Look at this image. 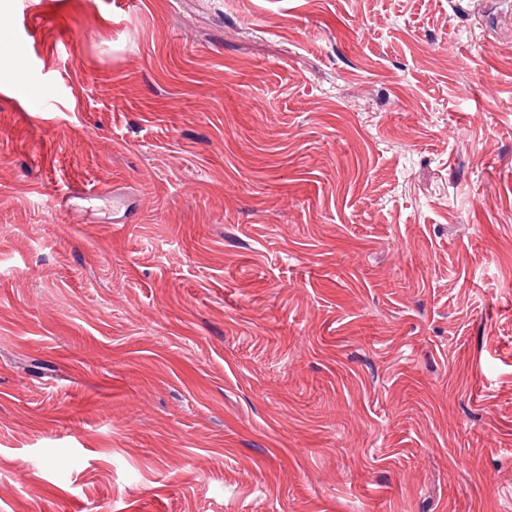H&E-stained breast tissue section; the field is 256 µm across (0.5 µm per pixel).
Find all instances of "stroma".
Returning <instances> with one entry per match:
<instances>
[{
    "mask_svg": "<svg viewBox=\"0 0 512 512\" xmlns=\"http://www.w3.org/2000/svg\"><path fill=\"white\" fill-rule=\"evenodd\" d=\"M0 0V512H512V0Z\"/></svg>",
    "mask_w": 512,
    "mask_h": 512,
    "instance_id": "35a3bbf8",
    "label": "stroma"
}]
</instances>
